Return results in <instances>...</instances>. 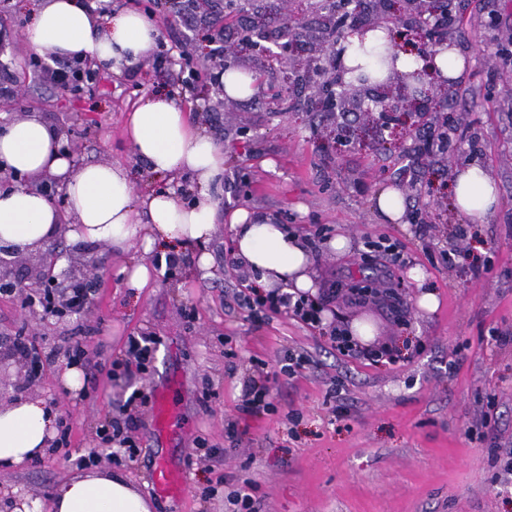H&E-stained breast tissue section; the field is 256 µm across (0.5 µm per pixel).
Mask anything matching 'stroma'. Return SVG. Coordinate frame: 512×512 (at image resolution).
Segmentation results:
<instances>
[{
  "instance_id": "35a3bbf8",
  "label": "stroma",
  "mask_w": 512,
  "mask_h": 512,
  "mask_svg": "<svg viewBox=\"0 0 512 512\" xmlns=\"http://www.w3.org/2000/svg\"><path fill=\"white\" fill-rule=\"evenodd\" d=\"M38 0H0V126L35 112L67 132L77 164L109 161L126 167L133 192L174 191L190 201L194 178L156 176L135 155L127 117L147 98L166 93L184 107L194 126L224 150L225 184L213 188L216 229L206 250L211 268L187 250L174 267H157L159 250L121 252L89 243L106 257L88 308L64 318L30 313L25 294H0V350L19 332L34 338L43 372L36 383L10 371L0 378V401L45 398L56 419L67 421V447L48 448L37 462L0 466V512H13L20 495L47 502L55 487L96 467L118 472L150 492V471L164 457L182 467L179 499L154 500L152 512H230L227 495L250 482L256 512H512V487L494 483L512 460V0H464L452 6L457 24L448 43L466 70L448 86V114L467 128L482 151L450 146L446 161L414 153L418 117L396 146L380 134L346 136L361 126L359 110L342 115L303 107L274 111L270 88L286 69L276 54L228 38L223 58L257 77L260 91L225 98L208 79L191 78L186 61L202 65L200 16L170 13L167 0H110L113 8L141 13L157 25L159 45L133 66H102L82 91L64 92L48 70L61 61L20 37ZM270 32L284 24L306 32L321 15L307 0H251ZM473 164L494 177L500 204L484 224L470 225L464 243L455 229L448 182L456 167ZM395 187L404 196L397 222L382 220L377 194ZM246 209L320 244L310 274L318 288L339 287L327 308L332 322L372 320L370 349L395 347L396 360L366 359L361 350L339 352L324 330L284 313H258L240 305L246 268L230 265L231 218ZM346 235L347 252L329 243ZM384 240L393 253L370 250ZM458 248L454 263L440 250ZM150 266L152 280L127 287L130 262ZM421 268L424 286L438 298L435 311L417 305L421 287L410 277ZM391 269L394 308L365 297L347 303L352 281ZM147 338L145 365L129 362L130 338ZM82 343L81 387L59 379L67 351ZM305 364L283 372L287 352ZM272 380L268 413H240L242 381L254 371ZM167 390L176 418L157 436L152 418L157 394ZM128 421L134 455L105 451L98 430L105 421ZM235 426V439L226 429Z\"/></svg>"
}]
</instances>
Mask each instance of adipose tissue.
<instances>
[{"instance_id":"ef3b65f1","label":"adipose tissue","mask_w":512,"mask_h":512,"mask_svg":"<svg viewBox=\"0 0 512 512\" xmlns=\"http://www.w3.org/2000/svg\"><path fill=\"white\" fill-rule=\"evenodd\" d=\"M23 37L33 48L59 60H97L133 65L156 47L159 32L142 14L85 5L83 0H40ZM128 137L151 172L169 177L192 174L200 191L184 205L169 191L154 192L135 204L127 170L97 162L72 168L58 151L62 135L32 113L0 127V168L7 172L61 178L74 226L72 242L106 241L113 247H200L199 265L209 268L205 245L215 231L213 184L224 176V152L214 139L193 127L175 101L159 95L130 113ZM456 207L469 223L483 224L499 204L493 176L477 166L456 169L450 181ZM58 210L36 191L0 192V239L31 246L56 235ZM234 244L244 265L268 288L284 284L314 292L310 254L304 240L266 214L237 211L232 218ZM54 417L44 399L28 397L0 406V465L20 466L49 447ZM31 512H150L149 502L122 476L91 469L59 484L48 504L33 501Z\"/></svg>"}]
</instances>
